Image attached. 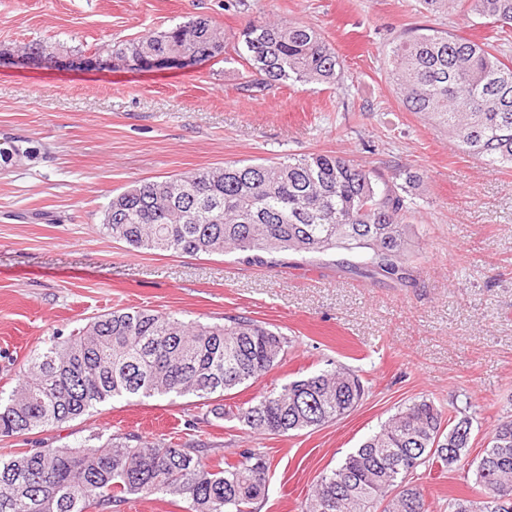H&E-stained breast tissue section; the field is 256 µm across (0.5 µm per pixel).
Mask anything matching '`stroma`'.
Wrapping results in <instances>:
<instances>
[{"instance_id": "obj_1", "label": "stroma", "mask_w": 512, "mask_h": 512, "mask_svg": "<svg viewBox=\"0 0 512 512\" xmlns=\"http://www.w3.org/2000/svg\"><path fill=\"white\" fill-rule=\"evenodd\" d=\"M233 36L260 18L313 27L345 61L339 82L246 88L244 63L223 57L179 71L96 72L80 60L196 17ZM431 26L480 40L479 19L434 14L421 0H0V131L29 139L38 159L0 173V388L33 352L119 307L209 323L245 315L291 340L288 357L225 397L280 388L327 361L359 371L369 393L348 416L291 436H257L209 418L191 398L121 400L32 434L0 437V455L73 444L90 434L198 437L234 452L263 449L269 496L260 512H301L316 480L399 408L419 397L465 409L471 448L452 471L413 475L429 512L472 492L475 461L512 411V169L465 155L447 133L404 109L387 80L399 35ZM40 41L51 68L21 60ZM331 150L384 175L410 170L417 272L402 288L300 264L237 255L131 251L100 230L113 194L143 180L229 161Z\"/></svg>"}]
</instances>
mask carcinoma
Returning a JSON list of instances; mask_svg holds the SVG:
<instances>
[{"label": "carcinoma", "mask_w": 512, "mask_h": 512, "mask_svg": "<svg viewBox=\"0 0 512 512\" xmlns=\"http://www.w3.org/2000/svg\"><path fill=\"white\" fill-rule=\"evenodd\" d=\"M423 2L432 13L471 14L498 28V36L479 42L420 26L400 37L388 77L403 107L448 133L463 153L493 169H512V63L504 60L500 37L512 31V0ZM227 46L210 20L196 18L106 54L133 62L165 55L205 60ZM232 49L257 75L252 91L289 81L334 83L341 73L336 50L297 22L255 20L234 37ZM20 154L31 158L34 150L0 134V168ZM416 181L406 171L386 179L334 152L230 161L114 194L100 232L133 250L236 253L270 266L291 259L403 286L413 277L408 246ZM342 252L360 263L334 259ZM290 343L244 315L207 324L117 309L30 357L22 384L0 390V436L58 427L110 399H221L285 361ZM365 395L355 371L331 362L229 411L216 404L211 412L253 434L286 436L343 417ZM471 433V418L461 410L446 419L431 400H414L323 473L302 512H428L423 490L408 477L428 462L453 468L468 454ZM235 455L231 460L203 441L118 431L29 448L0 458V512H110L157 494L180 498L187 512H259L271 461L259 448ZM475 483L484 497L450 498L448 512H512L511 413L483 448Z\"/></svg>", "instance_id": "obj_1"}]
</instances>
